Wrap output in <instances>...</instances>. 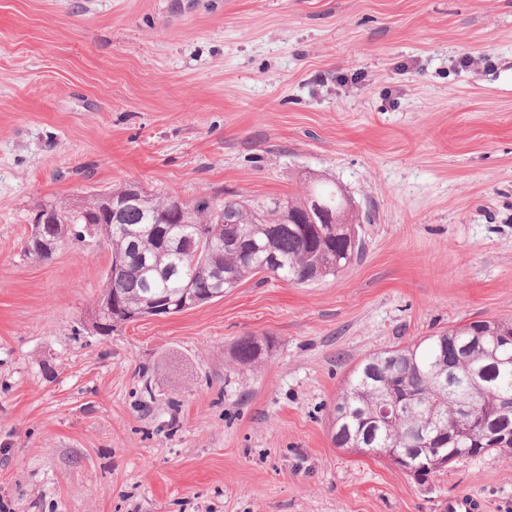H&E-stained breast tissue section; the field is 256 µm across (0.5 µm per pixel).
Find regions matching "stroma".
<instances>
[{"label": "stroma", "instance_id": "35a3bbf8", "mask_svg": "<svg viewBox=\"0 0 512 512\" xmlns=\"http://www.w3.org/2000/svg\"><path fill=\"white\" fill-rule=\"evenodd\" d=\"M310 175L364 221L317 284L98 336L94 228L22 252L48 199ZM490 319L512 320V0H0V512H512V457L418 480L330 437L369 354ZM245 336L270 342L250 366ZM268 350L269 341L267 339L249 336L235 343L233 358L237 364L248 366L257 363L264 355V352L268 353ZM483 501L468 493H457L448 496L442 504L443 512H481Z\"/></svg>", "mask_w": 512, "mask_h": 512}]
</instances>
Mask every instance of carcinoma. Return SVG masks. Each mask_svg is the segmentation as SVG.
Segmentation results:
<instances>
[{
  "label": "carcinoma",
  "mask_w": 512,
  "mask_h": 512,
  "mask_svg": "<svg viewBox=\"0 0 512 512\" xmlns=\"http://www.w3.org/2000/svg\"><path fill=\"white\" fill-rule=\"evenodd\" d=\"M45 224L31 228L23 251L46 261L70 239L75 225L109 228L103 233L119 264L109 266L94 308L93 328L108 336L136 317L185 311L218 301L242 281L270 274L286 283L310 285L336 277L361 253L360 213L345 189L314 178L298 194L264 199L225 198L212 207L197 199L155 194L138 184L109 189L84 200H48L40 205ZM172 228L168 243L149 234L152 225ZM272 267L261 266L267 253ZM512 322L473 321L418 341L394 346L361 361L336 398L331 443L363 456L392 458L422 447L421 435H441L448 457L421 452L424 478L459 459L489 453L512 456V412L498 406L512 398L510 360L493 364L492 354ZM269 350V341L238 340L233 358L252 365ZM415 398L414 408L383 417L393 396Z\"/></svg>",
  "instance_id": "obj_1"
}]
</instances>
